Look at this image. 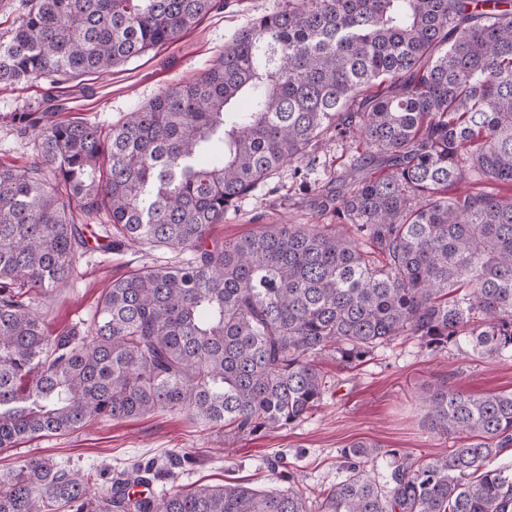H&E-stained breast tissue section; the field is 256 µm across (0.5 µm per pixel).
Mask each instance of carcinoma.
<instances>
[{"instance_id": "cac0c4a2", "label": "carcinoma", "mask_w": 512, "mask_h": 512, "mask_svg": "<svg viewBox=\"0 0 512 512\" xmlns=\"http://www.w3.org/2000/svg\"><path fill=\"white\" fill-rule=\"evenodd\" d=\"M218 0H25L0 41V88L45 80L10 113L33 137L0 166V449L95 421L179 411L244 439L323 400L344 368L411 336L438 353L512 354V0H288L224 55L107 132L56 119L58 85L159 50ZM365 146L312 191L345 228L212 229L327 135ZM100 212L111 229L85 220ZM96 245H90V241ZM149 244L189 255L117 278L93 318L54 332L40 301L79 260ZM425 426L464 443L431 458L369 440L309 496L241 482L145 495L192 462L131 463L97 484L50 456L0 474V512H512V393L443 386ZM385 462L384 481L367 465Z\"/></svg>"}]
</instances>
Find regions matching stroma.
<instances>
[{
	"instance_id": "35a3bbf8",
	"label": "stroma",
	"mask_w": 512,
	"mask_h": 512,
	"mask_svg": "<svg viewBox=\"0 0 512 512\" xmlns=\"http://www.w3.org/2000/svg\"><path fill=\"white\" fill-rule=\"evenodd\" d=\"M170 45L113 68L100 77L66 83L61 94L69 105L61 119L81 118L110 128L166 88L200 74L224 53L234 34L252 19L275 12L287 0H223ZM43 82L18 83L0 90V165L25 170L35 155L32 139L17 135L3 114L35 104ZM361 147L352 139H331L317 150L312 178L335 180ZM302 186L291 165H284L244 196L229 211L215 236L233 239L261 224H331ZM182 253L148 244L120 251L87 254L75 276L43 297L40 309L51 329L62 331L91 319L103 290L113 279L143 266L176 265ZM321 366L330 381L322 404L301 422L283 430L225 441L222 433L186 415L161 411L138 419L98 423L74 433L24 439L0 450V470L33 455H48L84 470L114 471L133 460L162 463L175 454L195 451L196 463L175 469L160 487L174 493L193 484L242 481L258 490L287 488L272 480L266 462L284 456L311 493L329 487L344 474L340 450L368 439L384 448L416 457L435 456L459 447L461 440L431 434L424 425L420 396L429 387L446 385L473 394L512 392V357H487L449 349L431 354L418 340L402 336L379 347L366 364L344 369L334 358Z\"/></svg>"
}]
</instances>
